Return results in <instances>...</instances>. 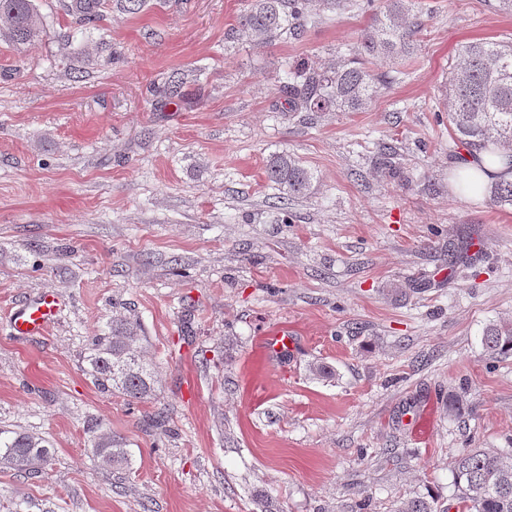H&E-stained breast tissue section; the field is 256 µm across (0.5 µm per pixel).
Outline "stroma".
I'll return each instance as SVG.
<instances>
[{
    "instance_id": "1",
    "label": "stroma",
    "mask_w": 512,
    "mask_h": 512,
    "mask_svg": "<svg viewBox=\"0 0 512 512\" xmlns=\"http://www.w3.org/2000/svg\"><path fill=\"white\" fill-rule=\"evenodd\" d=\"M64 2L35 0L29 51L0 39V427L55 445L44 478L0 465V512H261L259 491L274 512L452 505L460 449L512 451V355L481 344L512 322V207L458 195L440 88L462 44L512 38V15L427 0L368 108L305 115L282 109L286 62L359 56L370 13L321 11L266 45L239 27L247 0H111L93 26ZM176 72L187 97L162 105ZM281 152L317 183L279 206ZM471 227L482 251L449 266ZM46 291V332L14 335ZM116 315L145 336L147 401L86 372ZM280 326L300 343L271 368L259 345ZM93 419L127 442L126 478L87 452ZM60 307V300L50 292L44 293L36 301L13 312L10 325L17 336H37L50 324Z\"/></svg>"
}]
</instances>
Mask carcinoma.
I'll return each instance as SVG.
<instances>
[{
	"instance_id": "cac0c4a2",
	"label": "carcinoma",
	"mask_w": 512,
	"mask_h": 512,
	"mask_svg": "<svg viewBox=\"0 0 512 512\" xmlns=\"http://www.w3.org/2000/svg\"><path fill=\"white\" fill-rule=\"evenodd\" d=\"M106 0H70L69 15L79 25L99 22ZM343 0H248L239 17L241 29L258 43L266 44L288 35L298 36L311 22L313 11L334 10ZM370 12L373 22L361 36L367 58L362 66L341 62L318 68L305 58L288 63L284 70L287 112H356L366 108L378 88L379 78L369 63L409 54L413 38L423 22L413 12L414 0H360L348 3ZM46 33L43 17L34 0H0V37L21 50ZM182 78L173 75L163 90L164 101H182ZM444 107L452 135L476 147L493 142L512 152V44L473 41L460 46L458 62L448 71ZM266 176L278 191L290 197L304 196L314 188V172L290 154L274 155ZM493 203L512 205V181L495 184ZM141 326L125 317L112 318L109 333L91 339L84 362L95 385L130 401L151 398L156 371L141 351ZM482 345L492 357L512 351V323H491L483 329ZM88 446L101 466L126 475L133 458L126 442L99 425L88 427ZM55 453L53 442L24 430L0 428V464L29 479L47 474ZM455 497L462 512H512V456L481 448H464L455 456ZM396 512H447L431 497L416 496Z\"/></svg>"
}]
</instances>
